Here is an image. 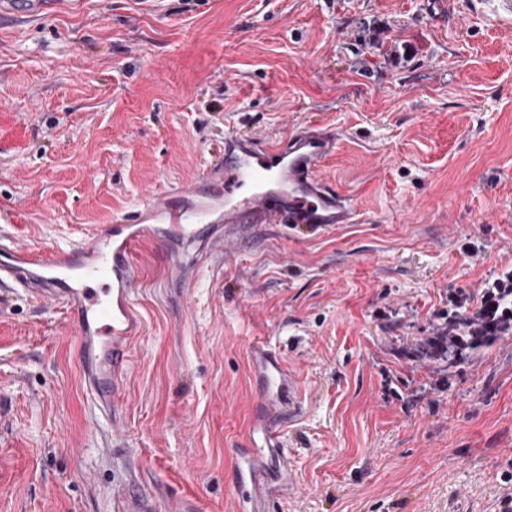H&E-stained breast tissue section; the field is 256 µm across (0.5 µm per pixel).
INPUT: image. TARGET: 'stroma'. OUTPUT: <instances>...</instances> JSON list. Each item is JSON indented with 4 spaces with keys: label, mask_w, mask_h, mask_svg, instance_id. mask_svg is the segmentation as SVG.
<instances>
[{
    "label": "stroma",
    "mask_w": 512,
    "mask_h": 512,
    "mask_svg": "<svg viewBox=\"0 0 512 512\" xmlns=\"http://www.w3.org/2000/svg\"><path fill=\"white\" fill-rule=\"evenodd\" d=\"M336 133L319 176L354 224L212 250L138 248L118 438L75 327L0 301V512H112L135 458L160 507L236 512L235 448L276 346L307 410L276 512H512V334L472 361L412 350L512 270V22L469 0H67L0 19V235L49 250L197 182L225 127Z\"/></svg>",
    "instance_id": "35a3bbf8"
}]
</instances>
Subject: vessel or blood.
I'll return each instance as SVG.
<instances>
[{
	"instance_id": "b4317fda",
	"label": "vessel or blood",
	"mask_w": 512,
	"mask_h": 512,
	"mask_svg": "<svg viewBox=\"0 0 512 512\" xmlns=\"http://www.w3.org/2000/svg\"><path fill=\"white\" fill-rule=\"evenodd\" d=\"M46 6L47 0H0V17L35 16ZM336 144L333 134L316 125L279 140L225 129L224 157L207 166L199 182L150 193L136 211L92 228L77 242L47 255L0 236V288L70 314L93 407L120 431L131 347L143 328L134 300L139 244L148 238L192 242L203 234L224 243L268 224L315 229L353 223L357 210L349 198L319 177ZM249 370L261 398L237 451L247 465L237 488L238 512H271L274 500L296 489L284 434L302 420L304 406L298 379L271 343L252 344ZM112 510L159 512L157 498L141 488L136 466L125 467Z\"/></svg>"
}]
</instances>
